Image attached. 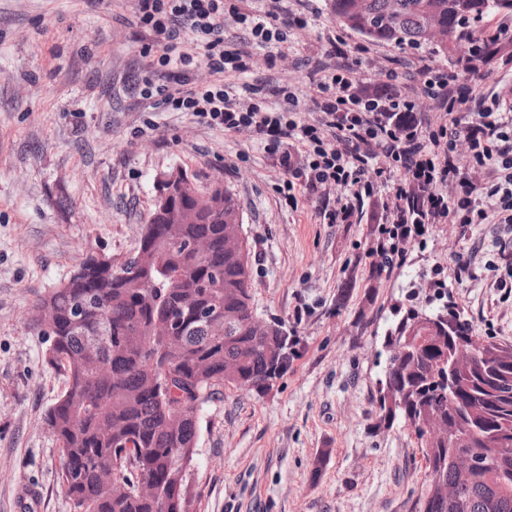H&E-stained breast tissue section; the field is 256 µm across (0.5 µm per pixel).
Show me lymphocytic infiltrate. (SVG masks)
Instances as JSON below:
<instances>
[{
    "mask_svg": "<svg viewBox=\"0 0 512 512\" xmlns=\"http://www.w3.org/2000/svg\"><path fill=\"white\" fill-rule=\"evenodd\" d=\"M256 13H244L253 42L268 52L287 43L290 32L309 21L287 0H264ZM140 28L153 40L139 54L150 76L137 90L151 109L188 112L215 129L262 136L265 151L286 177V189L337 194L325 211L331 224H358L365 199L378 198L371 215L376 225L379 271L393 272L405 245L433 224H512V108L501 92L489 90L483 70H494L512 43V26L485 27L468 56L450 69L423 66L420 93L397 89L399 75L378 59L370 76L351 65L319 67L310 79L314 121L297 118L299 98L292 86L274 90L277 103L244 87L234 94L225 70L253 69L251 55L224 46V0H135ZM174 69V84L156 83V73ZM209 79H198L199 70ZM388 168H380V160ZM392 173L388 193L377 177Z\"/></svg>",
    "mask_w": 512,
    "mask_h": 512,
    "instance_id": "lymphocytic-infiltrate-1",
    "label": "lymphocytic infiltrate"
}]
</instances>
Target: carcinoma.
<instances>
[{"label": "carcinoma", "mask_w": 512, "mask_h": 512, "mask_svg": "<svg viewBox=\"0 0 512 512\" xmlns=\"http://www.w3.org/2000/svg\"><path fill=\"white\" fill-rule=\"evenodd\" d=\"M336 19L373 42L429 44L461 56L470 22L512 15V0H329ZM179 217L146 224L133 254L112 272L86 256L81 274L31 308L33 328L47 336V363L66 385L45 421L59 442L58 482L73 512H189L187 474L196 455L198 407L233 384L258 395L282 377L294 350L283 326L251 325L254 313L247 245L226 246L242 224L212 210L193 219V198ZM200 238L210 249L198 256ZM451 328L421 338L416 313L398 324L403 351L389 356L380 422L401 417L414 430L427 463V512H512V345L472 335L450 314ZM478 344L453 374L458 339ZM445 422L449 436L427 438ZM467 452L479 464L466 474L453 463ZM118 468L110 483L104 469ZM155 481L143 499L129 491ZM455 496L448 499L446 489Z\"/></svg>", "instance_id": "1"}]
</instances>
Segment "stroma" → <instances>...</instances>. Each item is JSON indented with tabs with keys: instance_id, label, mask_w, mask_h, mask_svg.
Returning <instances> with one entry per match:
<instances>
[{
	"instance_id": "stroma-1",
	"label": "stroma",
	"mask_w": 512,
	"mask_h": 512,
	"mask_svg": "<svg viewBox=\"0 0 512 512\" xmlns=\"http://www.w3.org/2000/svg\"><path fill=\"white\" fill-rule=\"evenodd\" d=\"M294 7L309 29L289 36L272 68L225 14V42L257 61L251 74H225L227 85L306 92L331 37L340 62L360 47L400 73L456 62L427 46L369 41L328 0ZM147 40L133 0H0V512H17L23 488L38 492L39 512H72L44 420L65 378L45 362L30 307L86 255L118 263L132 253L159 175L177 168L236 195L254 310L295 342L268 395L228 384L199 408L191 512H415L427 472L420 444L403 421L378 425L386 340L409 311L445 305L475 335L512 344V293L488 270L512 263V233L437 224L408 244L398 270L378 274L372 225L325 223L327 199L281 193L284 175L258 137L144 108L135 86Z\"/></svg>"
}]
</instances>
